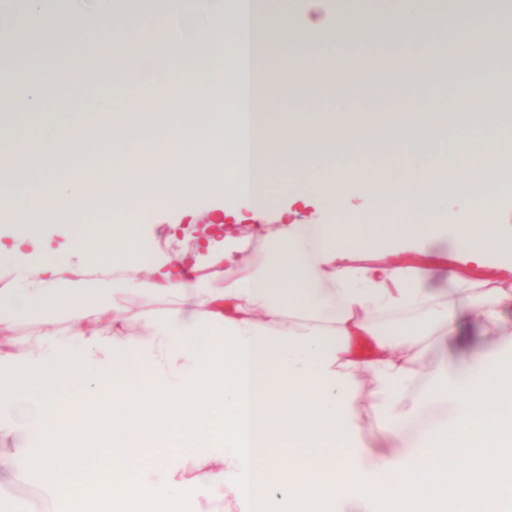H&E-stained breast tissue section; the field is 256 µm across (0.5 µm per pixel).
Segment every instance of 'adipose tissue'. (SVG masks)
Returning a JSON list of instances; mask_svg holds the SVG:
<instances>
[{
  "label": "adipose tissue",
  "instance_id": "adipose-tissue-1",
  "mask_svg": "<svg viewBox=\"0 0 512 512\" xmlns=\"http://www.w3.org/2000/svg\"><path fill=\"white\" fill-rule=\"evenodd\" d=\"M206 2L164 0L162 14L132 39L111 14L100 17L109 31L103 51H132L137 64L166 70L175 111H143L149 88L130 79L70 119L0 124L1 149L30 148L42 161L79 150L90 133L102 144L68 177L27 164L0 178V218L24 229L9 250L18 282L0 288V324L43 330L38 351L0 347V418L36 440L26 451L29 468L48 493L82 489L66 512H187L200 502L204 512H512V345L462 367L433 363L423 371L410 348L423 333L411 315L440 321L454 336L462 329L457 311L476 308L483 325L498 326L512 305V210L487 211L475 225L467 210L440 202L451 192L481 197L483 186L460 171L512 153V114L498 94L512 86L502 62L512 52V0H471L477 12L456 16L452 50L478 72L468 98L409 104L389 120L343 110L280 122L264 112V90L244 113L214 120L205 107L237 103L224 70L246 51L287 57L283 84L314 99L309 48L346 30L333 0H299L275 22L260 0H221L209 14ZM438 2L396 0L376 39L411 41ZM21 14L44 33L82 29L70 0H23ZM174 16L180 28L170 27ZM202 56L211 57L209 67L168 66ZM60 67L74 80L96 70L86 40L32 71L25 87L53 88ZM161 127L168 134L160 139ZM116 139L150 152L143 160L112 154ZM403 153L410 156L403 171L388 167ZM330 159L349 166L335 172ZM449 171L457 178L447 188L439 177ZM283 173L302 196L319 194L329 214L318 224L281 225L259 246L225 235L206 257L215 270L261 247L264 257L249 272L191 279L149 259L138 240V226L160 202L178 207L187 192L252 202ZM391 180L394 195L372 194L375 183ZM22 183L32 186L24 198L16 192ZM357 188L371 205L359 224L343 223ZM423 198L434 205L414 219ZM100 214L106 226L97 225ZM48 224L74 226L93 241L75 251L73 278L61 279L60 259L34 247ZM440 240L453 266L444 299L431 287L433 268L389 261ZM147 261L155 279L131 277ZM484 267L493 276L467 277ZM132 292L163 295L172 307L133 313L145 334L128 340L108 314ZM80 315L95 322V335L76 325ZM386 318L397 319L394 331L380 328ZM74 371L82 386L56 393ZM360 374L372 379L373 410L399 436L389 452L364 444ZM186 456L196 460V475H186ZM141 465L162 468V477L135 476Z\"/></svg>",
  "mask_w": 512,
  "mask_h": 512
}]
</instances>
